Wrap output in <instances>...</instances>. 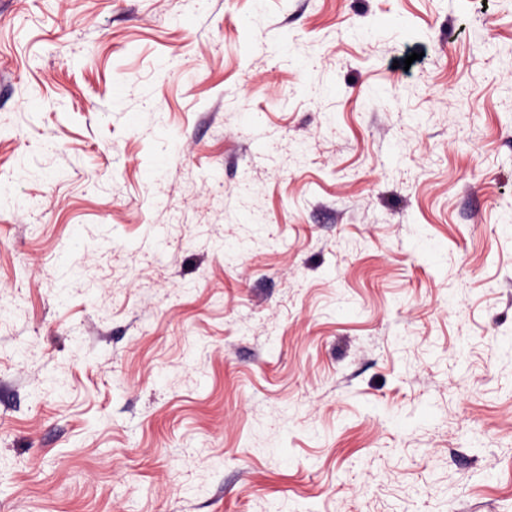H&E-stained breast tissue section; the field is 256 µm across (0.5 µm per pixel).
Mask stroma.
Returning <instances> with one entry per match:
<instances>
[{"label": "stroma", "mask_w": 512, "mask_h": 512, "mask_svg": "<svg viewBox=\"0 0 512 512\" xmlns=\"http://www.w3.org/2000/svg\"><path fill=\"white\" fill-rule=\"evenodd\" d=\"M0 512H512V0H0Z\"/></svg>", "instance_id": "stroma-1"}]
</instances>
